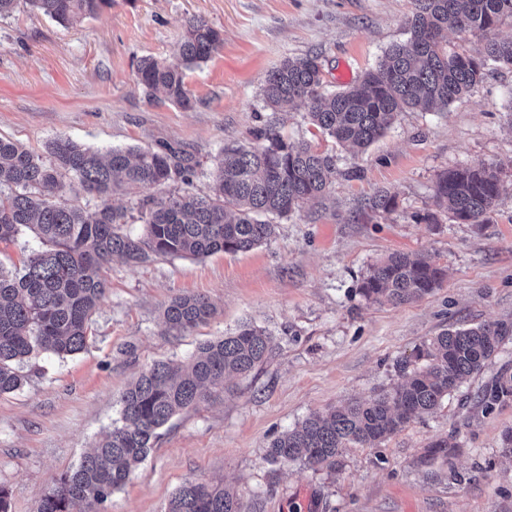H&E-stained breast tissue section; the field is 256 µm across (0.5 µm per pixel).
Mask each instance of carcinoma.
I'll return each mask as SVG.
<instances>
[{
	"instance_id": "cac0c4a2",
	"label": "carcinoma",
	"mask_w": 512,
	"mask_h": 512,
	"mask_svg": "<svg viewBox=\"0 0 512 512\" xmlns=\"http://www.w3.org/2000/svg\"><path fill=\"white\" fill-rule=\"evenodd\" d=\"M113 0H0V18L24 3L67 26L96 18ZM410 37L387 49L359 83L339 91L324 87L319 55L287 58L262 86L265 106L278 112L303 103L323 135L342 147L364 151L399 114L447 107L485 77L488 62L512 67V40L491 41L481 55L448 49L446 32H485L512 17V0H414ZM223 42L221 31L202 18L185 23L169 61L140 60L138 82L149 93L183 109L192 106L185 71L206 62ZM259 144L232 142L217 156L212 194L184 191L143 203L146 232L123 231L126 210L106 202L114 189L129 192L176 179L192 183L196 162L169 143L153 150L113 148L105 153L65 138L48 146L49 161L0 138V242L34 227L46 249L22 269L0 268V394L19 389L17 365L36 351L72 355L88 342L91 316L107 293L101 269L119 257L144 263L154 257L203 258L249 251L272 240L273 220L323 195L336 173V155L285 138L274 121L253 132ZM102 200L94 210L60 199L65 179ZM503 187L501 171L483 164L442 172L434 197L440 212L457 224H488ZM395 197L380 190L370 208L390 212ZM445 276L434 262L394 254L374 264L360 293L371 303L401 305L432 293ZM214 313L207 299L177 296L164 309L170 328L188 330ZM512 342V318L446 330L425 340L415 362L400 360L402 382L367 399L311 414L274 440L271 455L310 467L336 469L350 444L374 446L418 417L441 406L468 377L480 373ZM272 353L269 334L243 325L201 345L195 356L161 362L120 396L121 424L98 439L92 451L41 500L38 512H102L112 493L129 480L152 448L158 430L176 414L224 394L231 375L247 376ZM490 409L512 400V373L500 374L477 396ZM460 448L448 439L430 443L426 458H449ZM166 512H242L237 495L222 485L188 481L168 501Z\"/></svg>"
}]
</instances>
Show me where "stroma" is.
<instances>
[{"label": "stroma", "mask_w": 512, "mask_h": 512, "mask_svg": "<svg viewBox=\"0 0 512 512\" xmlns=\"http://www.w3.org/2000/svg\"><path fill=\"white\" fill-rule=\"evenodd\" d=\"M413 0H114L96 18L64 27L27 7L0 20V138L47 156L63 137L79 145L190 153L191 187L169 182L116 192L125 232L143 235L141 205L190 189L205 195L224 144L276 121L282 133L336 155L325 197L278 219L271 242L203 259H113L104 300L79 353H38L20 366L23 385L0 394V485L11 512H37L43 496L120 420V393L158 361L186 360L199 344L245 322L265 328L274 351L224 396L174 416L105 512H164L185 482L234 489L244 512H512V401L484 410L476 393L512 371V343L445 399L373 447L347 449L333 471L272 461V442L315 412L364 398L400 380L448 328L512 316V68L491 65L471 93L444 112L402 113L365 152L324 137L305 107L265 108L266 74L287 58L319 54L327 89L357 83L391 45L409 37ZM221 30L224 44L188 70L184 110L148 96L140 59L169 58L190 17ZM484 163L504 171V191L482 226L420 222L433 210L440 173ZM381 189L395 212L369 209ZM394 253L432 260L446 277L432 294L373 304L359 288L371 265ZM216 307L208 323L171 331L162 313L179 295ZM461 447L452 460L423 461L436 439Z\"/></svg>", "instance_id": "stroma-1"}]
</instances>
